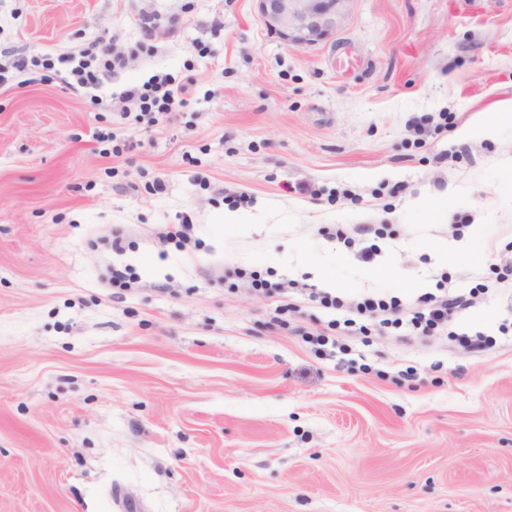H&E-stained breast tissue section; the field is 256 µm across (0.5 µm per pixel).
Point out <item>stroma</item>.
Returning <instances> with one entry per match:
<instances>
[{
  "instance_id": "obj_1",
  "label": "stroma",
  "mask_w": 512,
  "mask_h": 512,
  "mask_svg": "<svg viewBox=\"0 0 512 512\" xmlns=\"http://www.w3.org/2000/svg\"><path fill=\"white\" fill-rule=\"evenodd\" d=\"M92 42L128 57L97 98L0 86V512H119L118 488L148 512H512V293L449 325L490 348L372 324L321 352L305 333L348 311L240 278L313 284L303 260L349 299L474 287L512 241V126H487L512 107V0H354L304 49L254 0H0L2 46ZM157 73L193 79L188 105L123 115ZM236 208L254 224H220ZM476 223L484 264L433 252ZM172 224L196 246L160 244ZM360 224L386 227L369 263L335 237Z\"/></svg>"
}]
</instances>
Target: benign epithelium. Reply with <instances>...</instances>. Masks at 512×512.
<instances>
[{"instance_id": "obj_1", "label": "benign epithelium", "mask_w": 512, "mask_h": 512, "mask_svg": "<svg viewBox=\"0 0 512 512\" xmlns=\"http://www.w3.org/2000/svg\"><path fill=\"white\" fill-rule=\"evenodd\" d=\"M266 30L295 48L332 37L353 0H255Z\"/></svg>"}]
</instances>
